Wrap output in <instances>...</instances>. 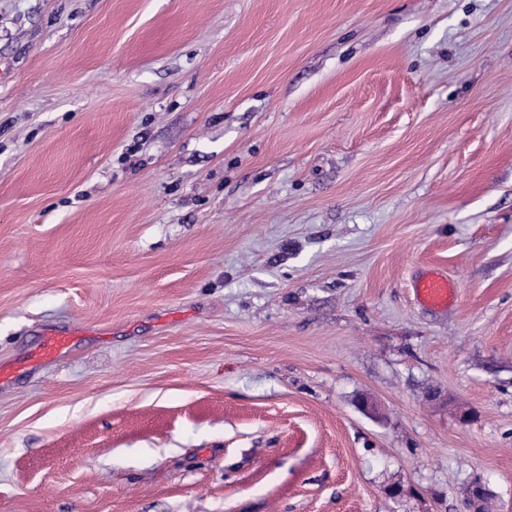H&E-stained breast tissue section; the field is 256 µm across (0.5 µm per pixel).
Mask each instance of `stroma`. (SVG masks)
Listing matches in <instances>:
<instances>
[{"mask_svg": "<svg viewBox=\"0 0 512 512\" xmlns=\"http://www.w3.org/2000/svg\"><path fill=\"white\" fill-rule=\"evenodd\" d=\"M2 364L0 512H512V0H0ZM419 300L432 308H447L455 298V291L448 278L438 272L421 277L415 285ZM70 336L72 333L67 329L44 333L35 359L36 365L53 362L57 359L68 348Z\"/></svg>", "mask_w": 512, "mask_h": 512, "instance_id": "stroma-1", "label": "stroma"}]
</instances>
